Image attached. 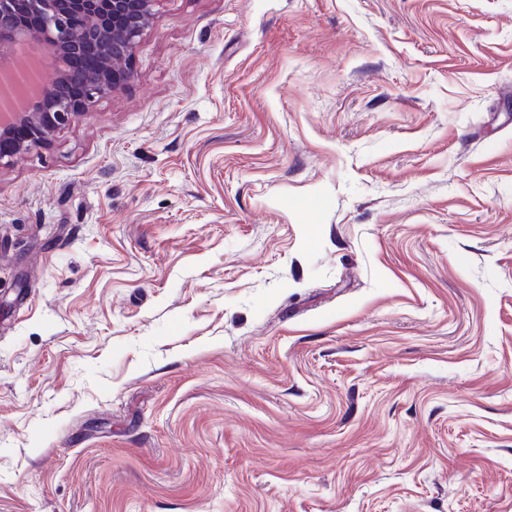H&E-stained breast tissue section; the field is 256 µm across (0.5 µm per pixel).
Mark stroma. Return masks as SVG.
<instances>
[{
	"label": "stroma",
	"instance_id": "1",
	"mask_svg": "<svg viewBox=\"0 0 512 512\" xmlns=\"http://www.w3.org/2000/svg\"><path fill=\"white\" fill-rule=\"evenodd\" d=\"M0 169V512H512V0H157Z\"/></svg>",
	"mask_w": 512,
	"mask_h": 512
}]
</instances>
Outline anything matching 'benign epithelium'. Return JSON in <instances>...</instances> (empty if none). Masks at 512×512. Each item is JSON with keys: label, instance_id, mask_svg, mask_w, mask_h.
<instances>
[{"label": "benign epithelium", "instance_id": "7a95c632", "mask_svg": "<svg viewBox=\"0 0 512 512\" xmlns=\"http://www.w3.org/2000/svg\"><path fill=\"white\" fill-rule=\"evenodd\" d=\"M156 0H27L39 27L20 23V0H0V169L36 146L50 142L61 128L79 119L100 98L120 89L129 72L119 66L136 47L154 19ZM84 19L75 28L73 17ZM36 41L46 44L52 62L62 61L50 83L32 81L31 93L19 98L14 93L16 74L8 60L17 44ZM112 43V53L102 46ZM97 54L96 63L85 73V88L73 98L69 85L72 57L87 59Z\"/></svg>", "mask_w": 512, "mask_h": 512}]
</instances>
